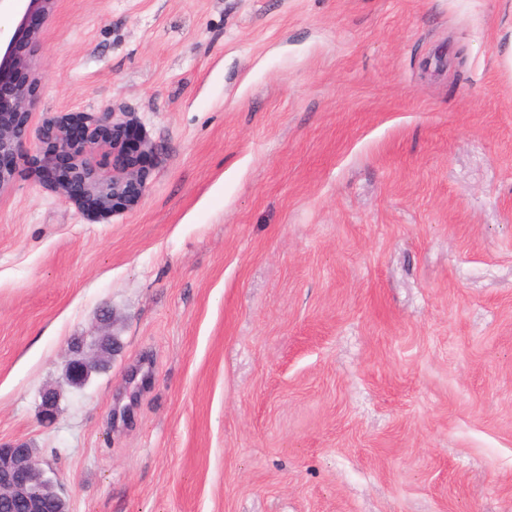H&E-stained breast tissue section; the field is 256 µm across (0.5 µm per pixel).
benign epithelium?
Wrapping results in <instances>:
<instances>
[{
    "mask_svg": "<svg viewBox=\"0 0 512 512\" xmlns=\"http://www.w3.org/2000/svg\"><path fill=\"white\" fill-rule=\"evenodd\" d=\"M54 0H0V11L22 13L21 20L0 57V75L16 72L21 75L33 70L28 53L18 49V43H32L38 30L29 25L30 18L40 15L48 18ZM32 103L28 82L20 80L14 88V108L24 113ZM140 125L126 112L104 110L84 127L79 138L71 130V122L60 118L35 134L46 144L43 166L52 168L61 160L70 161V168L56 182L60 198L83 206L91 215L109 218L134 208L143 188L141 164L154 153V145L145 134L137 135ZM112 138V173L101 175L90 165L88 156L99 142ZM30 141L26 126H0V156H23V148ZM117 347L110 334L80 336L72 340L70 359L65 368L69 386H86L92 374L105 369ZM41 411L50 421L57 409L59 393L54 389L40 392ZM50 469L36 449L26 442L0 444V502L9 501L21 512H66V504L58 483L49 476Z\"/></svg>",
    "mask_w": 512,
    "mask_h": 512,
    "instance_id": "obj_1",
    "label": "benign epithelium"
}]
</instances>
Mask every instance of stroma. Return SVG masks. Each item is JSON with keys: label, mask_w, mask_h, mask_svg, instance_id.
<instances>
[{"label": "stroma", "mask_w": 512, "mask_h": 512, "mask_svg": "<svg viewBox=\"0 0 512 512\" xmlns=\"http://www.w3.org/2000/svg\"><path fill=\"white\" fill-rule=\"evenodd\" d=\"M31 52L30 130L155 145L107 219L0 191V441L69 512H512V0H55ZM116 347V339L110 334L80 336L72 340L70 359L65 368L68 385L75 388L86 386L93 373L109 365Z\"/></svg>", "instance_id": "35a3bbf8"}]
</instances>
